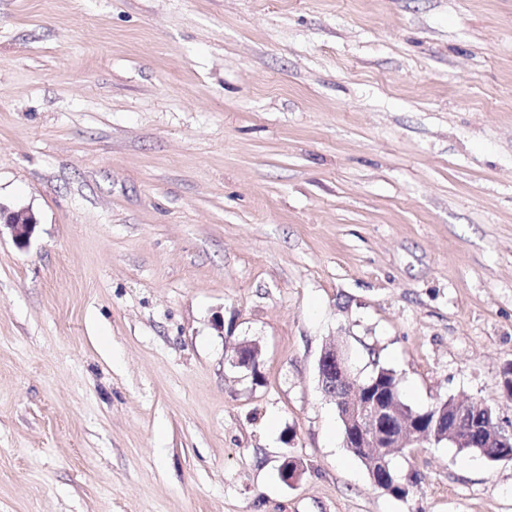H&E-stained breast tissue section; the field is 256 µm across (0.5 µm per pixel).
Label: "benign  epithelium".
<instances>
[{"instance_id":"1","label":"benign epithelium","mask_w":512,"mask_h":512,"mask_svg":"<svg viewBox=\"0 0 512 512\" xmlns=\"http://www.w3.org/2000/svg\"><path fill=\"white\" fill-rule=\"evenodd\" d=\"M7 227L15 244L24 248L30 243L37 221L31 213L18 211L9 215ZM259 355L258 345L243 342L236 351V364L250 368ZM317 370L323 393L334 402L343 420V444L347 448H419L424 444L437 443L432 429L444 426L447 427L444 436L448 437L449 444L456 447L462 441L457 433L468 425L470 406L467 404L456 403L450 410L448 401L444 400L428 407L421 416H403L397 407V397L379 396L369 385L352 383L347 362L334 346H328L321 352ZM474 406L481 409L473 429L479 431L483 447L512 446V431L502 427L495 411L478 402Z\"/></svg>"}]
</instances>
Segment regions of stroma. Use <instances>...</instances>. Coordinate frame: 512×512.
<instances>
[{
  "mask_svg": "<svg viewBox=\"0 0 512 512\" xmlns=\"http://www.w3.org/2000/svg\"><path fill=\"white\" fill-rule=\"evenodd\" d=\"M0 209V512H512L317 374L512 425V0H0ZM7 223L15 244L20 248L28 246L37 227L35 217L30 212L18 211L9 215ZM317 370L321 389L323 393L334 402L339 413V419L345 426L343 444L356 456L365 466L370 478L379 472L382 466L383 476H373L372 483L384 493L389 473L392 477L395 488L394 497L406 499L410 495V488L417 486L418 480L414 473H404L395 463L398 455L403 454L407 448H419L424 444L448 443L461 451H477L487 458L499 460H512V447H492L509 445L512 446V431H506L500 424L495 411L488 405L471 401L475 407L481 409L482 413L472 424L473 430L479 431V438L482 448L465 441L457 436L469 422L470 406L464 403H455L451 414L448 415V408L453 406L457 400L449 397L439 401L426 409V412L419 416L401 415L398 409L397 397L379 396L373 394L370 385L357 386L352 383L347 362L343 355L336 349V346L325 347L318 359ZM447 415L445 419L444 416ZM341 417V418H340ZM431 418L428 424V419ZM343 421H342V420ZM344 423V424H343ZM447 425V432L443 436L448 441L438 442L432 427L437 431ZM403 448H397L398 446ZM474 447H470V446ZM356 448H369V451L357 450ZM373 448H392L386 458L381 457L380 465H377V458ZM510 455V456H509ZM509 456V457H506ZM503 457V458H502ZM389 470V472H388ZM378 375H379V379L375 383L374 386L378 387V388H382L383 392H386V391L392 392V390H396L398 392V396H399L400 402H401L400 408H402L408 412L413 411V412H416L419 414H421L423 412V411L415 410L412 406H410L403 400V398L400 394V390H399V380L393 370L387 369V368H380L375 373V375L369 380L368 383H372L377 378Z\"/></svg>",
  "mask_w": 512,
  "mask_h": 512,
  "instance_id": "35a3bbf8",
  "label": "stroma"
}]
</instances>
